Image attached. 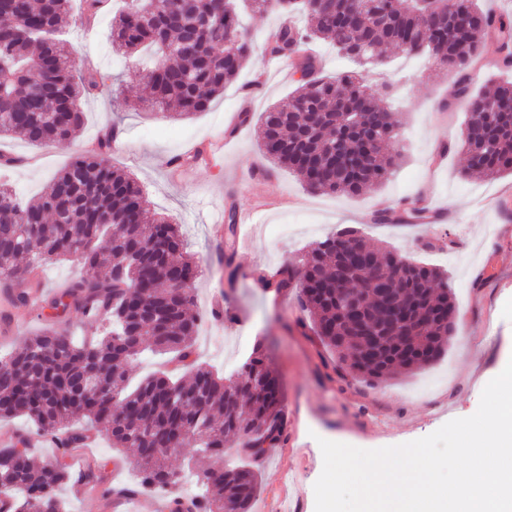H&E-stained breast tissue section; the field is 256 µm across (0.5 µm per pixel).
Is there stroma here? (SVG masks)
I'll return each mask as SVG.
<instances>
[{"instance_id": "1", "label": "stroma", "mask_w": 512, "mask_h": 512, "mask_svg": "<svg viewBox=\"0 0 512 512\" xmlns=\"http://www.w3.org/2000/svg\"><path fill=\"white\" fill-rule=\"evenodd\" d=\"M111 30L112 15L106 12L88 26L71 23L65 32L79 62L104 78V93L83 102L86 122L79 136L50 145L0 138V152L22 159L0 179L10 182L20 198L36 197L74 155L99 139L103 127L117 132L113 165L138 182L148 200L147 215L166 214L180 225L200 262L191 314L207 316L210 290L220 288L229 296L236 319L221 327L199 326L194 338L199 362L223 376L234 375L256 341L264 340L287 402L303 407L304 445L289 442L267 451L252 512H277L287 473L304 496V512H315L314 484L323 469L318 438L376 449L425 437L452 419L473 415L486 384L512 357V218L485 207L500 190L512 189V174L491 180L465 174L466 157L456 143L466 107L440 106L453 73L428 55L389 50L387 65L368 80L393 89L398 136L390 150L400 161L381 185L363 195L325 194L311 191L287 170L270 168L259 149L263 112L287 102L296 87L290 63L271 69L265 57H258L206 111L189 117L161 114L142 105L147 89L135 75L138 60L113 53ZM219 136L229 143L217 165L171 167L172 157ZM406 197L447 208L454 218L442 224L374 223L378 208H396ZM219 211L253 212L247 249H236L230 232L223 246L209 242L208 222ZM269 224L287 225V238L272 241L265 230ZM343 226L374 246L447 270L455 333L428 366L386 382L355 374L338 377L339 359L304 327L307 315L296 292H288V304L281 307L274 290L257 282L258 271L300 262L311 242ZM228 254L238 269L233 278L224 266ZM88 451L106 463L114 482L137 479L133 452L113 448L105 432H98Z\"/></svg>"}]
</instances>
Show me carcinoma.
Masks as SVG:
<instances>
[{"label":"carcinoma","instance_id":"obj_1","mask_svg":"<svg viewBox=\"0 0 512 512\" xmlns=\"http://www.w3.org/2000/svg\"><path fill=\"white\" fill-rule=\"evenodd\" d=\"M72 0H0V137L20 134L34 144L72 140L82 131V99L103 86L97 72L81 74L60 33ZM147 0H128L112 22V46L140 54L150 48L153 65L139 73L150 87L149 106L180 115L205 111L254 53L241 27L236 0H170L151 12ZM251 11L275 12L278 25L263 40L269 57L297 59L299 85L288 102L265 113L261 149L275 164L296 173L312 191L354 196L382 183L396 164L386 151L396 121L376 90L352 73L321 76L311 45L330 40L361 65L383 63L382 49L426 54L458 75L448 104L463 101L467 120L459 143L478 155L489 179L512 171V83L472 94L469 70L479 56V32L499 44L512 64V20L495 19L478 0H247ZM109 0H81L91 21ZM473 18L462 28L458 16ZM305 18L301 28L293 25ZM104 143L79 153L50 179L36 200L22 201L0 183V285L9 306L27 305L44 284L36 270L73 260L80 278L47 291L43 307L58 326L35 333L0 355V418L24 416L38 431L62 433L57 454L36 461L15 446L0 448V495L8 512H66L59 491L71 481L101 489L102 496H136L142 488L168 494L167 512H249L261 488L260 471L244 461L224 466L229 448H262L285 442L284 393L268 349L259 341L233 378L196 366L186 379H146L126 392L128 366L145 349L191 355L198 321L188 314L200 265L179 261V227L161 215L142 222L146 200L139 185L114 168ZM112 224L108 229L100 221ZM79 225L83 238L74 237ZM163 239L167 249L151 243ZM374 263L381 287L408 306L398 328L377 290H368L364 258ZM24 261V268L18 263ZM268 287L297 289L312 330L354 374L386 379L433 362L454 334V303L445 271L385 248L375 249L352 230L314 242L302 266L282 265L259 274ZM149 291L150 300L141 299ZM102 315L91 339L71 336L70 313ZM112 390L106 401L87 395L94 381ZM82 418L86 425L78 426ZM104 428L115 448L136 453L141 476L134 486L114 487L97 460L72 472L65 458L83 445L84 431ZM194 443L207 464L198 471L204 493L175 496L183 472L167 457Z\"/></svg>","mask_w":512,"mask_h":512}]
</instances>
